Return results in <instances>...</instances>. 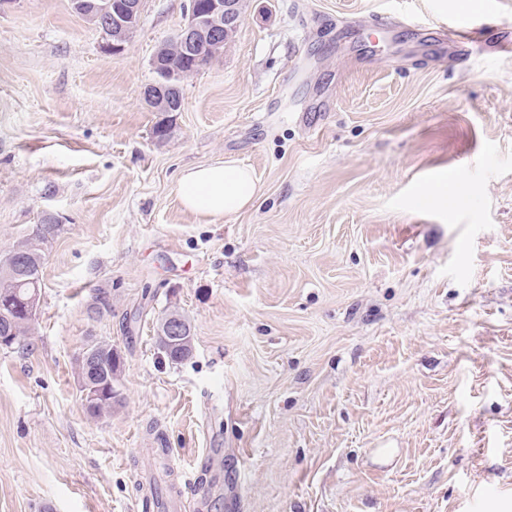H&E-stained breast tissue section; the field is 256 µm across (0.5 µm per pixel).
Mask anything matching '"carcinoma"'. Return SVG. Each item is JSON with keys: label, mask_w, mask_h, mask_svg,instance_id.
<instances>
[{"label": "carcinoma", "mask_w": 512, "mask_h": 512, "mask_svg": "<svg viewBox=\"0 0 512 512\" xmlns=\"http://www.w3.org/2000/svg\"><path fill=\"white\" fill-rule=\"evenodd\" d=\"M167 56L173 66L188 72L190 76L213 62L212 55L207 50H195L187 54L174 44L169 45ZM58 231L56 218L47 217L37 225L31 236L0 257V324H7L11 332L8 341L0 343L1 349H11L21 344L34 321V316L29 313L24 300L34 293L41 294L45 250ZM170 315L178 316L183 327L182 340L174 346L169 343L164 328L165 320ZM156 342L158 348L172 362H181L192 354V325L178 308L168 309L160 318L156 329ZM87 349L97 352L96 382L105 384L108 392L98 399L97 405L88 406L86 410L91 417L102 418L112 414V404L116 403L117 391L112 388V379L116 377V359L110 343L95 341L87 345Z\"/></svg>", "instance_id": "obj_1"}]
</instances>
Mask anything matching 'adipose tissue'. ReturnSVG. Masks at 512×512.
Segmentation results:
<instances>
[{"label": "adipose tissue", "instance_id": "ef3b65f1", "mask_svg": "<svg viewBox=\"0 0 512 512\" xmlns=\"http://www.w3.org/2000/svg\"><path fill=\"white\" fill-rule=\"evenodd\" d=\"M261 192L253 173L227 161L187 169L178 194L189 211L211 218L232 216L251 205Z\"/></svg>", "mask_w": 512, "mask_h": 512}]
</instances>
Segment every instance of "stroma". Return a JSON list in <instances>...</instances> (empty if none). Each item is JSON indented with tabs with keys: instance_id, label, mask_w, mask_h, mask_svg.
<instances>
[{
	"instance_id": "35a3bbf8",
	"label": "stroma",
	"mask_w": 512,
	"mask_h": 512,
	"mask_svg": "<svg viewBox=\"0 0 512 512\" xmlns=\"http://www.w3.org/2000/svg\"><path fill=\"white\" fill-rule=\"evenodd\" d=\"M480 3L245 0L163 113L143 90L186 0H145L118 54L70 0L0 5V255L61 224L0 349V512H136L159 442L191 512H512V0ZM228 160L251 207L186 210L182 171ZM92 339L122 356L100 419ZM170 315H176L182 320V327L180 322L175 317H169L166 325L167 331L170 334L169 338L174 341L181 342L178 345L172 346L169 343L166 330L164 328L165 320ZM156 342L158 348L165 354L171 362H181L187 359L193 351L194 336L192 333V325L190 321L179 311L177 307H172L162 316L158 322L156 329ZM183 335V336H182ZM93 343L88 344L85 349L93 350L95 349L97 352V383H104V388H108L107 395H102L98 400L99 392L98 387L94 385V375L92 371V375L89 373L86 374V381L88 382V388L84 391V399L86 404L95 403L97 400L98 403L96 406H86V410L88 414L93 418H102L111 415L112 413V403L114 407V403H116L117 391L112 388V379L116 381V359L114 356V352L112 349V344L106 343L104 341H92ZM84 349V350H85ZM84 350L76 359V367H77V377L80 382L81 392L83 393L81 387V379L85 374V365H84Z\"/></svg>"
}]
</instances>
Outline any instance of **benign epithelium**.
I'll return each mask as SVG.
<instances>
[{
  "label": "benign epithelium",
  "instance_id": "1",
  "mask_svg": "<svg viewBox=\"0 0 512 512\" xmlns=\"http://www.w3.org/2000/svg\"><path fill=\"white\" fill-rule=\"evenodd\" d=\"M143 2L110 0L105 5L94 0H71V7L84 18L93 16L108 27L110 34L106 38L105 47L117 54L125 50L126 43L137 30ZM187 12V24L170 41L186 50L202 45L216 56L223 52L226 34L236 31L244 19L243 0H205L200 6L191 0ZM151 66L154 79L145 87L143 97L150 102L165 105L167 112L182 111V71L171 67L157 54L153 56Z\"/></svg>",
  "mask_w": 512,
  "mask_h": 512
}]
</instances>
